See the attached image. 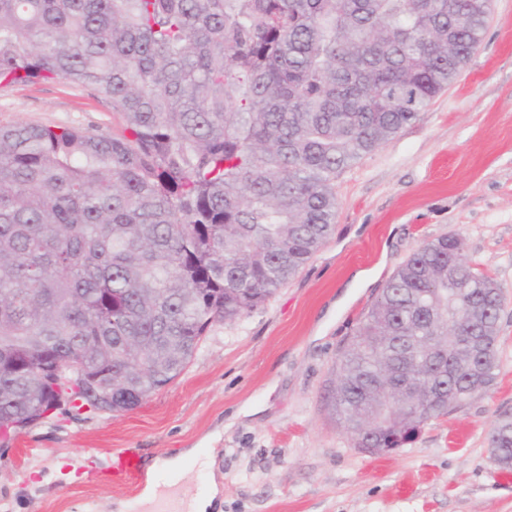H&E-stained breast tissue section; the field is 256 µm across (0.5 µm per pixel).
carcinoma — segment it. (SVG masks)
<instances>
[{"label": "carcinoma", "mask_w": 512, "mask_h": 512, "mask_svg": "<svg viewBox=\"0 0 512 512\" xmlns=\"http://www.w3.org/2000/svg\"><path fill=\"white\" fill-rule=\"evenodd\" d=\"M491 0H0V83L91 85L123 120L0 126V437L141 405L207 330L263 305L335 229L336 178L455 79ZM443 236L336 361L338 421L377 448L486 393L504 296ZM76 357L86 377L51 368ZM490 447L512 471V415Z\"/></svg>", "instance_id": "1"}]
</instances>
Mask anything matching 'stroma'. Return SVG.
<instances>
[{"label":"stroma","instance_id":"obj_1","mask_svg":"<svg viewBox=\"0 0 512 512\" xmlns=\"http://www.w3.org/2000/svg\"><path fill=\"white\" fill-rule=\"evenodd\" d=\"M112 134L121 117L93 88L0 85V126ZM332 237L250 314L214 324L173 382L126 412L56 411L0 439V512H137L144 479L106 481L112 455L141 465L190 448L180 491L224 485L220 512H512V472L489 436L512 413V0H492L481 43L457 79L390 142L336 180ZM462 239L494 279L500 312L495 385L375 455L331 410L336 358L397 267L424 243ZM368 271L369 284L354 283Z\"/></svg>","mask_w":512,"mask_h":512}]
</instances>
